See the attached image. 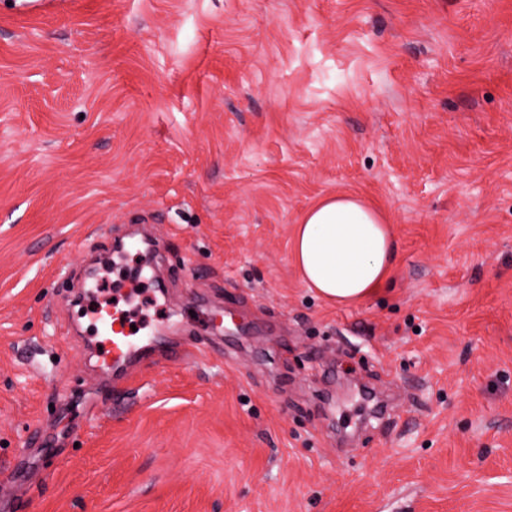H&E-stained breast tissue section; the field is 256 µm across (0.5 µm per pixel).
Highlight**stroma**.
I'll list each match as a JSON object with an SVG mask.
<instances>
[{
	"instance_id": "1",
	"label": "stroma",
	"mask_w": 512,
	"mask_h": 512,
	"mask_svg": "<svg viewBox=\"0 0 512 512\" xmlns=\"http://www.w3.org/2000/svg\"><path fill=\"white\" fill-rule=\"evenodd\" d=\"M336 192L397 243L353 306L291 259ZM132 288L127 383L88 312ZM5 476L0 512H512V0H0Z\"/></svg>"
}]
</instances>
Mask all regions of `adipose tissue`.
<instances>
[{
	"mask_svg": "<svg viewBox=\"0 0 512 512\" xmlns=\"http://www.w3.org/2000/svg\"><path fill=\"white\" fill-rule=\"evenodd\" d=\"M291 257L308 288L349 305L371 296L390 276L396 241L382 215L350 194H332L297 224Z\"/></svg>",
	"mask_w": 512,
	"mask_h": 512,
	"instance_id": "obj_1",
	"label": "adipose tissue"
}]
</instances>
